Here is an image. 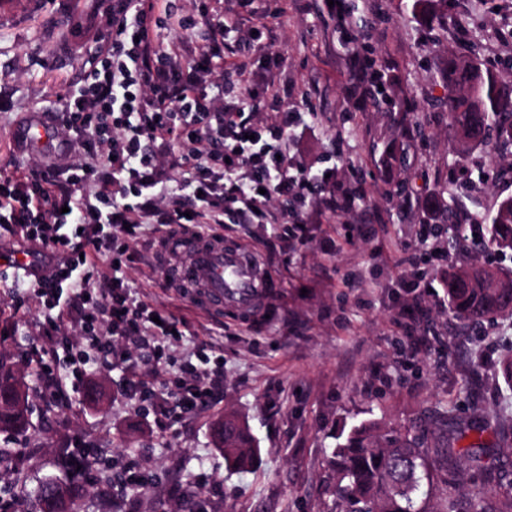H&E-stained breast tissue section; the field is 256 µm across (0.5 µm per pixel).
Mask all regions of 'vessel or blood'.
I'll return each instance as SVG.
<instances>
[{
    "label": "vessel or blood",
    "mask_w": 512,
    "mask_h": 512,
    "mask_svg": "<svg viewBox=\"0 0 512 512\" xmlns=\"http://www.w3.org/2000/svg\"><path fill=\"white\" fill-rule=\"evenodd\" d=\"M14 136L26 145L43 146L52 141L54 124L41 115L18 127ZM160 250L170 287L217 319L227 313L249 321L260 317L279 286L252 249L220 236L177 226Z\"/></svg>",
    "instance_id": "obj_1"
}]
</instances>
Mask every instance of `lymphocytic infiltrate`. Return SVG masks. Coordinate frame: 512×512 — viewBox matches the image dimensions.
<instances>
[{"label":"lymphocytic infiltrate","instance_id":"lymphocytic-infiltrate-1","mask_svg":"<svg viewBox=\"0 0 512 512\" xmlns=\"http://www.w3.org/2000/svg\"><path fill=\"white\" fill-rule=\"evenodd\" d=\"M153 0H112L106 8V56L82 88L62 99L60 140L81 136L78 162L37 160L24 179L0 176V225L62 260L29 286L46 321L78 314L87 346L112 361L128 345L161 361L183 323L157 312L122 276L89 283L99 264L134 261L138 229L212 224H292L307 233L311 207L349 213L362 196L338 175L298 161L288 139L300 123L288 86L257 90L241 45L271 54L274 37L214 15L206 44L190 62L154 45ZM180 172L162 179L161 166ZM94 185V197L83 190ZM224 384L219 352L200 347L162 397L188 414L206 407Z\"/></svg>","mask_w":512,"mask_h":512}]
</instances>
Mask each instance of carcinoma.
<instances>
[{"label": "carcinoma", "mask_w": 512, "mask_h": 512, "mask_svg": "<svg viewBox=\"0 0 512 512\" xmlns=\"http://www.w3.org/2000/svg\"><path fill=\"white\" fill-rule=\"evenodd\" d=\"M448 94V129L462 153L489 146L508 162L512 173V85L477 58L448 50L441 72ZM388 169L408 165L405 151L384 152ZM438 223L458 221L451 190L436 191ZM484 247L512 251V195L497 200ZM448 307L458 317L481 324L512 315V273L491 269L478 260L453 267L447 278ZM24 381L10 357L0 353V434L14 436L28 428V404L18 405ZM495 422L448 425V407L421 410L391 425L366 420L338 437L330 464L336 474L338 512H512V474L497 469L491 449H512V395L500 401ZM212 433L225 465L243 469L259 448L245 420L226 413ZM480 478L489 488L465 494L459 476ZM63 493L35 499L34 512H80L84 494L68 478H56Z\"/></svg>", "instance_id": "carcinoma-1"}]
</instances>
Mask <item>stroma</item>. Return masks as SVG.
<instances>
[{"label":"stroma","instance_id":"stroma-1","mask_svg":"<svg viewBox=\"0 0 512 512\" xmlns=\"http://www.w3.org/2000/svg\"><path fill=\"white\" fill-rule=\"evenodd\" d=\"M155 15H171L158 29L163 47L198 46L206 14L221 12L247 25L275 27L277 58L253 69L263 80L286 83L311 130L290 138L291 154L314 168L333 167L361 186L368 202L345 215L328 212L298 242L290 224H228L225 238L252 246L280 286L266 315L245 325L223 324L174 295L166 268L145 234L134 241L144 261L125 274L145 303L182 319L187 334L167 350L173 366L194 359L202 343L224 351V387L198 413L158 431L147 404L132 400L127 374L107 368L88 353L76 316L46 334L43 317L26 285L9 287L14 270L6 257L20 240L0 235V352L11 355L30 386L31 426L22 438L35 462L21 460L28 489L58 476V449L70 456L94 455L79 472L86 494L81 512H335L336 482L328 462L339 434L362 421H402L415 410L448 404L460 418L497 416L505 387L499 362L512 350V318L500 317L476 330L448 309L449 266L468 258L512 269V258L496 252L462 250L445 228H436L417 253L419 289L404 283L400 260L421 225L432 223L428 204L448 185L461 210L486 223L499 198L512 195V174L483 148L460 161L448 117L435 101L445 88L441 70L449 50L477 55L486 66L512 76V0H444L426 17L414 0H348L352 40H344L325 0H281L276 17H266V0L241 9L238 0H153ZM97 0H6L0 6V166L24 173L37 154L19 145L12 131L32 110L63 120L62 97L79 90L102 46L105 17ZM197 18L195 29L176 20ZM374 61L411 102L428 129L415 141L409 167L385 172L373 145L399 146L395 109L362 105L347 87L353 69ZM407 184V193L395 192ZM447 251L435 260L434 249ZM425 312L396 324L399 306L414 292ZM54 349L49 365L59 375L68 402L46 411L43 379L32 359ZM104 383L100 403L84 391ZM234 412L247 422L260 453L246 470L226 468L214 443L213 421ZM141 474L146 487L130 490L126 471Z\"/></svg>","mask_w":512,"mask_h":512}]
</instances>
